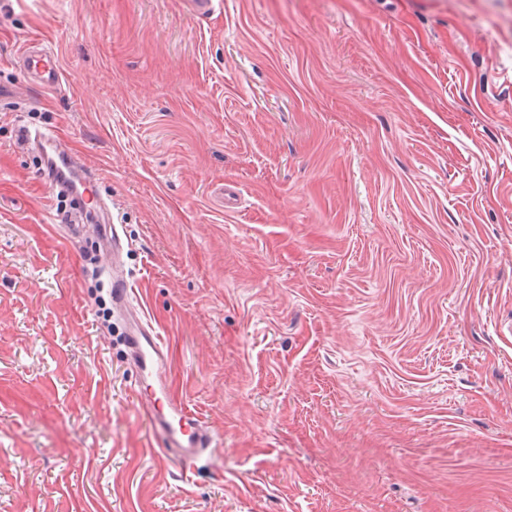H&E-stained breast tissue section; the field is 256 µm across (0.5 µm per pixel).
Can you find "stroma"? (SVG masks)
Here are the masks:
<instances>
[{
  "instance_id": "stroma-1",
  "label": "stroma",
  "mask_w": 512,
  "mask_h": 512,
  "mask_svg": "<svg viewBox=\"0 0 512 512\" xmlns=\"http://www.w3.org/2000/svg\"><path fill=\"white\" fill-rule=\"evenodd\" d=\"M45 129L216 437L190 472ZM0 512H512V0H0ZM24 66L36 74L42 87L57 88L62 82V69L57 54L50 48L42 46L37 50L28 48L21 56ZM39 146L41 150V146L48 145L50 147V152L48 154L43 155L46 162L51 160L52 162L60 161L66 169L69 171L83 176L84 183L88 187V191H86L81 197L78 198V201L85 205H89L94 209L101 208L103 206L101 200L96 196L93 200L87 201L86 194L89 192L91 187V183L93 182V176L88 171L87 167L84 164H78L72 157L70 153H68L61 146V139L54 133V131H50L49 133L37 135L34 138V144Z\"/></svg>"
}]
</instances>
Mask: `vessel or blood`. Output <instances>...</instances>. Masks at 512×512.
<instances>
[{
  "instance_id": "1",
  "label": "vessel or blood",
  "mask_w": 512,
  "mask_h": 512,
  "mask_svg": "<svg viewBox=\"0 0 512 512\" xmlns=\"http://www.w3.org/2000/svg\"><path fill=\"white\" fill-rule=\"evenodd\" d=\"M21 61L39 77L42 87L52 89L60 86L63 73L58 56L52 49L43 46L25 50ZM35 142L49 146L48 160L61 162L69 171L81 175L85 183H92V174L62 148L57 134L49 132L36 136ZM126 343L137 369L140 406L150 420L162 453L171 456L184 468H191L202 455L215 448L216 440L211 429L196 411L170 397L164 372L163 343L148 320L138 319L136 329L128 332Z\"/></svg>"
}]
</instances>
